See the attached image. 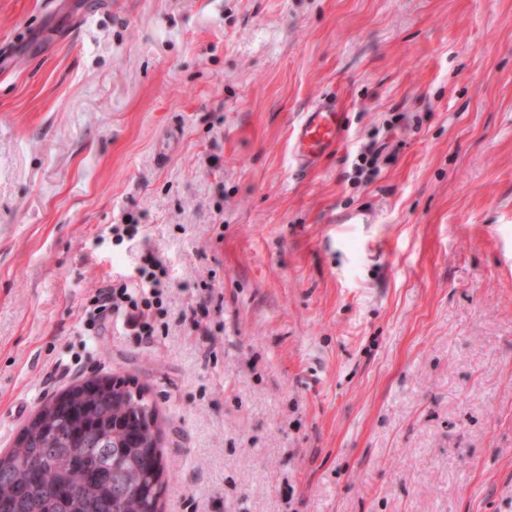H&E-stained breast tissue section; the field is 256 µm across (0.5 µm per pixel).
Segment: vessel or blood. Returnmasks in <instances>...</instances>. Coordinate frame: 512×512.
<instances>
[{
  "instance_id": "b4317fda",
  "label": "vessel or blood",
  "mask_w": 512,
  "mask_h": 512,
  "mask_svg": "<svg viewBox=\"0 0 512 512\" xmlns=\"http://www.w3.org/2000/svg\"><path fill=\"white\" fill-rule=\"evenodd\" d=\"M344 121V113L326 100L311 104L301 113L289 140L290 157L300 170L314 169L336 150Z\"/></svg>"
}]
</instances>
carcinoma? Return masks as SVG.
Returning <instances> with one entry per match:
<instances>
[{
  "label": "carcinoma",
  "mask_w": 512,
  "mask_h": 512,
  "mask_svg": "<svg viewBox=\"0 0 512 512\" xmlns=\"http://www.w3.org/2000/svg\"><path fill=\"white\" fill-rule=\"evenodd\" d=\"M66 389L47 400L0 455V512H154L165 485L161 446L147 421L148 402L116 384Z\"/></svg>",
  "instance_id": "carcinoma-1"
}]
</instances>
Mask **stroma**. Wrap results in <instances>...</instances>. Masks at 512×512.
Returning <instances> with one entry per match:
<instances>
[{
    "mask_svg": "<svg viewBox=\"0 0 512 512\" xmlns=\"http://www.w3.org/2000/svg\"><path fill=\"white\" fill-rule=\"evenodd\" d=\"M147 247L165 326L86 342ZM104 377L161 512H512V0H0V451ZM345 112L334 102L321 100L301 113L289 140L291 160L303 172L314 169L336 151L344 128ZM383 147H378L375 142L366 146L365 149L357 155L358 161L354 162L358 177H363L367 182H371L380 172L379 159Z\"/></svg>",
    "mask_w": 512,
    "mask_h": 512,
    "instance_id": "obj_1",
    "label": "stroma"
}]
</instances>
